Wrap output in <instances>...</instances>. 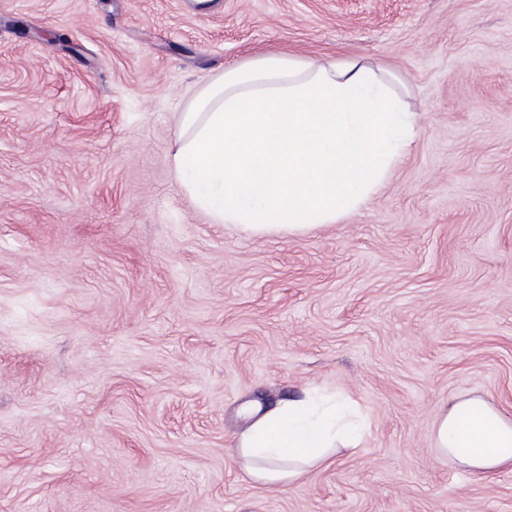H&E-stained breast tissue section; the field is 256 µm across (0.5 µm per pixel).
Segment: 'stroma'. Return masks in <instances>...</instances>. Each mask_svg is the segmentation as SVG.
<instances>
[{
	"mask_svg": "<svg viewBox=\"0 0 512 512\" xmlns=\"http://www.w3.org/2000/svg\"><path fill=\"white\" fill-rule=\"evenodd\" d=\"M268 52L359 61L415 115L353 213L212 223L176 180L194 89ZM351 398L283 489L247 402ZM512 410V0H0V512H512L433 447Z\"/></svg>",
	"mask_w": 512,
	"mask_h": 512,
	"instance_id": "obj_1",
	"label": "stroma"
}]
</instances>
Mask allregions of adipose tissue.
<instances>
[{
    "label": "adipose tissue",
    "mask_w": 512,
    "mask_h": 512,
    "mask_svg": "<svg viewBox=\"0 0 512 512\" xmlns=\"http://www.w3.org/2000/svg\"><path fill=\"white\" fill-rule=\"evenodd\" d=\"M177 180L217 224L264 234L332 224L381 181L414 126L364 65L268 55L195 89L180 115ZM236 454L252 481L289 485L362 432L354 405L306 396L243 407ZM433 446L493 481L512 469V415L483 397L452 399Z\"/></svg>",
    "instance_id": "ef3b65f1"
}]
</instances>
